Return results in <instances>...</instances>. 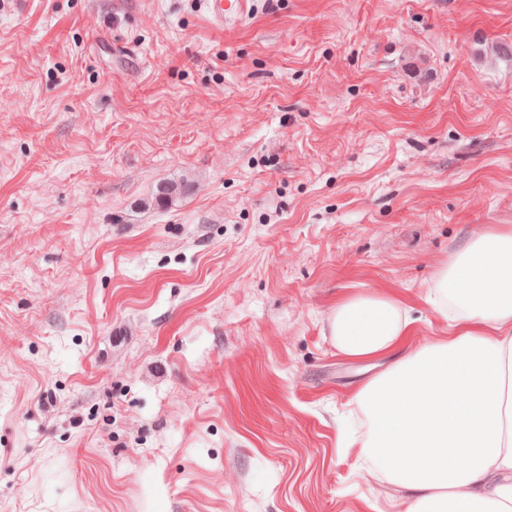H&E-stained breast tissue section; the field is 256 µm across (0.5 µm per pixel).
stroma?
Wrapping results in <instances>:
<instances>
[{"mask_svg": "<svg viewBox=\"0 0 512 512\" xmlns=\"http://www.w3.org/2000/svg\"><path fill=\"white\" fill-rule=\"evenodd\" d=\"M252 2L0 0V512H405L330 316L512 225V0ZM208 19L218 28H234L250 15L251 0H203Z\"/></svg>", "mask_w": 512, "mask_h": 512, "instance_id": "obj_1", "label": "stroma"}]
</instances>
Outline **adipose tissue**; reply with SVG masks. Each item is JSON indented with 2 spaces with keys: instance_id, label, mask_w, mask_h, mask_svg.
Returning a JSON list of instances; mask_svg holds the SVG:
<instances>
[{
  "instance_id": "ef3b65f1",
  "label": "adipose tissue",
  "mask_w": 512,
  "mask_h": 512,
  "mask_svg": "<svg viewBox=\"0 0 512 512\" xmlns=\"http://www.w3.org/2000/svg\"><path fill=\"white\" fill-rule=\"evenodd\" d=\"M434 288L454 308L452 331L411 352L412 321L393 294L348 296L331 315L345 356L402 353L356 396L369 420L357 446L412 492L409 512H512V225L475 235Z\"/></svg>"
}]
</instances>
